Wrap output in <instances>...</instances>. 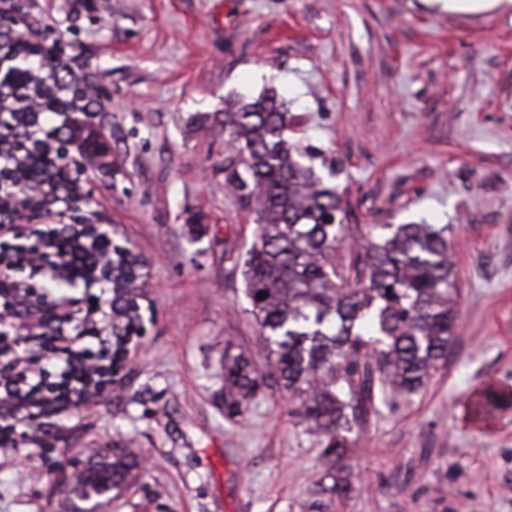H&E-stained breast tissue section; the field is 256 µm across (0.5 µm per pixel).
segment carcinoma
Wrapping results in <instances>:
<instances>
[{"label": "carcinoma", "instance_id": "1", "mask_svg": "<svg viewBox=\"0 0 512 512\" xmlns=\"http://www.w3.org/2000/svg\"><path fill=\"white\" fill-rule=\"evenodd\" d=\"M0 58L13 62L0 73V176L20 186L43 187L28 197V210L78 201L76 180L64 165L73 148L93 157L111 151L103 126L92 116L91 82L58 55L47 59L34 43L0 29ZM288 112L276 93L224 103V135L239 158L224 164V181L254 209L257 235L243 263L249 312L271 361L269 377L255 373L241 354L224 351V409L241 416L266 379L300 400L302 422L334 464L348 445L353 423L373 400L374 380L397 394L417 392L431 371L448 360L456 332L458 296L448 255V224H388L350 262L349 283L332 261L344 231L337 187L316 172L336 165L288 141ZM64 251L74 261L71 280L112 288V373L126 358L130 337L142 324L134 294L140 278L128 248L92 228L38 238L0 252V265L17 266L34 251ZM263 298H258V295ZM98 369L73 360L71 378L97 383ZM21 404L50 405L56 387L24 385ZM509 396L490 386L471 406L489 419ZM136 461L123 449L104 455L77 476L85 496L101 497L128 481Z\"/></svg>", "mask_w": 512, "mask_h": 512}]
</instances>
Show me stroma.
Returning a JSON list of instances; mask_svg holds the SVG:
<instances>
[{
  "label": "stroma",
  "instance_id": "obj_1",
  "mask_svg": "<svg viewBox=\"0 0 512 512\" xmlns=\"http://www.w3.org/2000/svg\"><path fill=\"white\" fill-rule=\"evenodd\" d=\"M33 40H58L108 94L112 172L83 175L77 213L111 224L144 273L148 332L96 403L47 408L0 447V512H85L72 458L115 446L143 471L104 512H512V0H24ZM276 90L291 141L340 159L345 238L449 225L459 313L448 361L418 393L375 387L338 461L347 496L280 387L224 412V350L269 372L243 262L255 216L224 181L232 149L206 115ZM509 400V396L499 389L489 386L481 397L471 406V414L477 420H488L495 410Z\"/></svg>",
  "mask_w": 512,
  "mask_h": 512
}]
</instances>
